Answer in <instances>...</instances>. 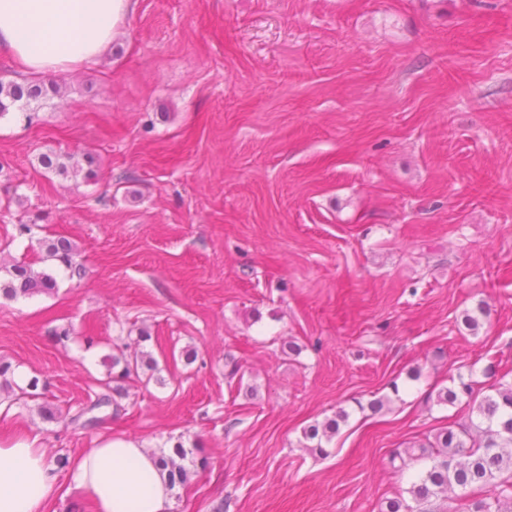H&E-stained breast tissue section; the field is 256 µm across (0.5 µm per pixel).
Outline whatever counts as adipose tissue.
<instances>
[{
    "mask_svg": "<svg viewBox=\"0 0 512 512\" xmlns=\"http://www.w3.org/2000/svg\"><path fill=\"white\" fill-rule=\"evenodd\" d=\"M136 0H0V50L30 74L93 62L134 11ZM96 512H171L172 489L155 454L105 439L72 459L66 479L35 441L0 445V512H46L53 493Z\"/></svg>",
    "mask_w": 512,
    "mask_h": 512,
    "instance_id": "adipose-tissue-1",
    "label": "adipose tissue"
}]
</instances>
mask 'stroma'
<instances>
[{"mask_svg": "<svg viewBox=\"0 0 512 512\" xmlns=\"http://www.w3.org/2000/svg\"><path fill=\"white\" fill-rule=\"evenodd\" d=\"M137 2L63 94L0 117V262L57 281L0 297V361L40 381L0 392V444L183 443L206 464L171 512H379L415 477L391 455L467 420L433 393L512 371V0ZM142 329L157 373L116 380ZM47 257L57 261L71 271L72 276L81 274V267L76 262L77 251L72 242L65 237H58L44 242ZM348 418L349 413L344 409H340L333 418H328L321 424L316 423L309 426L304 430V436L307 440H316V445L313 447L315 450H318L320 453L326 452L322 445L323 442L330 443L339 432L341 423H345Z\"/></svg>", "mask_w": 512, "mask_h": 512, "instance_id": "35a3bbf8", "label": "stroma"}]
</instances>
